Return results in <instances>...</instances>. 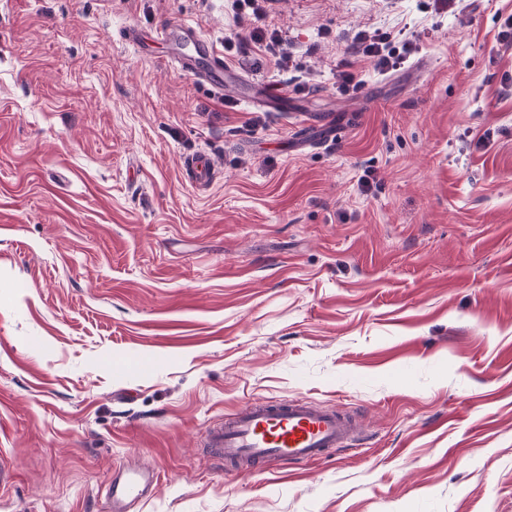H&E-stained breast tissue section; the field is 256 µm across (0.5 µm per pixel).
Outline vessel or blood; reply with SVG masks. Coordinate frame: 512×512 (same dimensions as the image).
Wrapping results in <instances>:
<instances>
[{
	"label": "vessel or blood",
	"instance_id": "vessel-or-blood-1",
	"mask_svg": "<svg viewBox=\"0 0 512 512\" xmlns=\"http://www.w3.org/2000/svg\"><path fill=\"white\" fill-rule=\"evenodd\" d=\"M125 40L148 52L151 41L169 46V63L182 73L240 97V81L224 61L212 41L191 24L173 21L156 30L153 37L143 36L136 26L123 31ZM188 180L199 187L215 176L212 158L203 152L184 160ZM356 432V423L338 410L318 407L300 398L288 402L258 401L241 413L225 417L210 427L204 445L225 463L250 471H262L271 463H310L327 450L343 447ZM157 477L149 468H130L119 472L109 485L107 512H133L154 490Z\"/></svg>",
	"mask_w": 512,
	"mask_h": 512
}]
</instances>
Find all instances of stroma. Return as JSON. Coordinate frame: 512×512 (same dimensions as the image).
Segmentation results:
<instances>
[{
    "instance_id": "obj_1",
    "label": "stroma",
    "mask_w": 512,
    "mask_h": 512,
    "mask_svg": "<svg viewBox=\"0 0 512 512\" xmlns=\"http://www.w3.org/2000/svg\"><path fill=\"white\" fill-rule=\"evenodd\" d=\"M512 0H274L289 61L228 0L0 5V512H512ZM176 19L288 109L157 43ZM415 38L382 71L359 31ZM365 81L343 95L342 64ZM211 155L206 189L183 174ZM369 176L372 188L359 181ZM355 417L321 460L202 448L248 404ZM122 36L137 45L143 54L148 53L149 41L163 42L171 50L167 61L182 73L223 91L225 96L241 98L260 108L280 112L275 107L276 102L263 93L243 96L237 75L224 62V57L216 50L213 42L191 24L172 21L157 29L151 38L143 36L138 27L131 25L123 30ZM186 46H192L193 52H184ZM157 477L149 468H130L119 472L109 485L106 497L108 512H133L140 502L148 499Z\"/></svg>"
}]
</instances>
